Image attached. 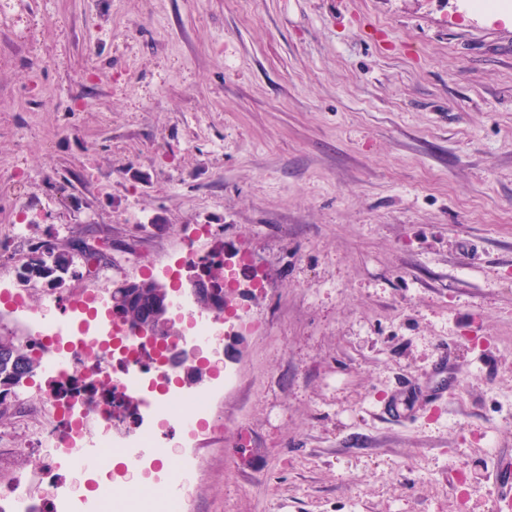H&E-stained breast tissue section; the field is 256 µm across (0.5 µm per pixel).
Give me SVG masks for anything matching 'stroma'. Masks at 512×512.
Wrapping results in <instances>:
<instances>
[{
    "instance_id": "stroma-1",
    "label": "stroma",
    "mask_w": 512,
    "mask_h": 512,
    "mask_svg": "<svg viewBox=\"0 0 512 512\" xmlns=\"http://www.w3.org/2000/svg\"><path fill=\"white\" fill-rule=\"evenodd\" d=\"M248 255L186 512H512V0H0V290ZM44 369L0 421L37 481ZM82 239L71 240L69 246L66 247V250L57 254L54 258L55 265L64 270L69 271L72 270L75 273H79V277L81 272L78 270L80 264H85L86 262V254L81 249L79 243H81Z\"/></svg>"
}]
</instances>
